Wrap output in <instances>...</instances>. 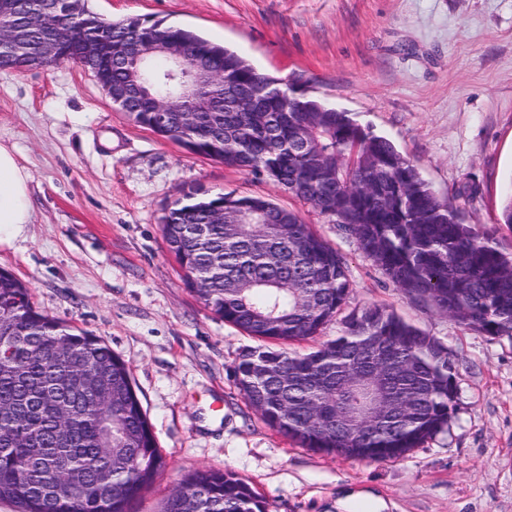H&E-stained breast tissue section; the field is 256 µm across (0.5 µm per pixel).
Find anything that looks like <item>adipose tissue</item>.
Wrapping results in <instances>:
<instances>
[{
  "label": "adipose tissue",
  "instance_id": "1",
  "mask_svg": "<svg viewBox=\"0 0 512 512\" xmlns=\"http://www.w3.org/2000/svg\"><path fill=\"white\" fill-rule=\"evenodd\" d=\"M30 181L14 148L0 143V245L11 244L32 221Z\"/></svg>",
  "mask_w": 512,
  "mask_h": 512
}]
</instances>
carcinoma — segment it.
<instances>
[{"label":"carcinoma","mask_w":512,"mask_h":512,"mask_svg":"<svg viewBox=\"0 0 512 512\" xmlns=\"http://www.w3.org/2000/svg\"><path fill=\"white\" fill-rule=\"evenodd\" d=\"M73 40L115 46L176 41L217 76L184 101L160 132L184 136L225 165L264 176L353 236L410 298L461 326L512 336V255L493 232L440 198L388 138L347 112L257 70L196 32L128 17L71 22ZM27 36L26 62L51 61ZM142 94L125 113L141 126L180 95L177 65L161 54L112 68V89ZM256 92L249 112H227L221 84ZM168 251L185 284L224 322L257 339L234 365L238 388L265 423L301 447L344 458L398 459L448 430L457 380L448 347L383 307L351 311L340 335L309 353L286 348L337 320L352 291L343 255L302 216L272 200L189 190L163 217ZM14 341L0 349V501L17 512H130L164 467L127 362L106 342L36 310L25 284L0 270V321ZM163 512H267L235 473L184 478Z\"/></svg>","instance_id":"1"}]
</instances>
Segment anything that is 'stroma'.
<instances>
[{"label": "stroma", "instance_id": "stroma-1", "mask_svg": "<svg viewBox=\"0 0 512 512\" xmlns=\"http://www.w3.org/2000/svg\"><path fill=\"white\" fill-rule=\"evenodd\" d=\"M112 20L194 30L259 71L295 80L392 140L469 222L494 230L512 196V0H85ZM0 141L30 173L33 216L0 268L60 322L131 369L166 465L130 512H161L188 474L234 472L269 512H512V337L462 327L409 299L338 225L269 179L189 152L119 111L73 63L0 72ZM265 196L344 256L349 308L395 311L452 353L446 432L400 459H344L272 430L235 380L251 337L185 285L161 224L185 191Z\"/></svg>", "mask_w": 512, "mask_h": 512}]
</instances>
